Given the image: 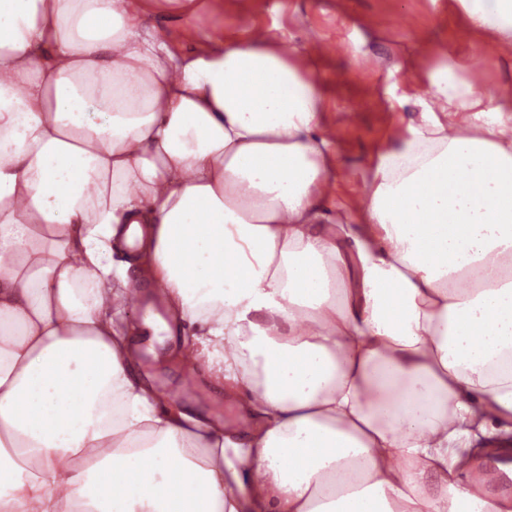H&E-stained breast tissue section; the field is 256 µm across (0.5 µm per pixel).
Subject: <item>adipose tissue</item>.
<instances>
[{
    "label": "adipose tissue",
    "mask_w": 512,
    "mask_h": 512,
    "mask_svg": "<svg viewBox=\"0 0 512 512\" xmlns=\"http://www.w3.org/2000/svg\"><path fill=\"white\" fill-rule=\"evenodd\" d=\"M156 2L0 0V512H512L471 478L512 450V104L440 75L329 214L297 48L198 43L224 0H186L178 53ZM134 266L251 423L136 377ZM140 24L166 40L176 52L192 50L196 47L195 42H188L183 38L185 20L174 18L164 10L143 15Z\"/></svg>",
    "instance_id": "1"
}]
</instances>
